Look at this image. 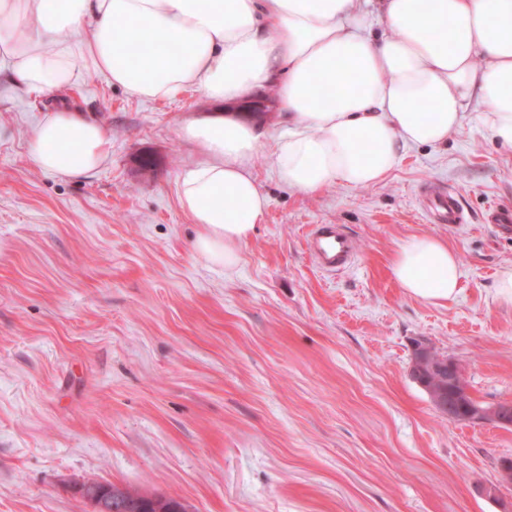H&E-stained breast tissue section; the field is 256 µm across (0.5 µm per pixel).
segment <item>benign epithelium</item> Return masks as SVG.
Returning <instances> with one entry per match:
<instances>
[{
  "instance_id": "7a95c632",
  "label": "benign epithelium",
  "mask_w": 512,
  "mask_h": 512,
  "mask_svg": "<svg viewBox=\"0 0 512 512\" xmlns=\"http://www.w3.org/2000/svg\"><path fill=\"white\" fill-rule=\"evenodd\" d=\"M410 373L448 421L512 425V401L483 405L472 399L458 364L445 356L434 355L429 344L418 342L413 346ZM74 490L87 502L89 512H114L112 485L88 480L76 485Z\"/></svg>"
}]
</instances>
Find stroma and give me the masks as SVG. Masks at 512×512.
Returning a JSON list of instances; mask_svg holds the SVG:
<instances>
[{
    "mask_svg": "<svg viewBox=\"0 0 512 512\" xmlns=\"http://www.w3.org/2000/svg\"><path fill=\"white\" fill-rule=\"evenodd\" d=\"M77 74L62 96L0 79V512H87L70 487L89 479L190 512H512V426L448 422L410 375L424 340L475 400H512V307L493 297L512 234L488 222L512 207V156L479 122L406 149L379 184L303 194L277 178L267 113L254 173L269 207L227 273L194 251L176 195L199 158L178 129L212 104L193 90L140 101ZM63 106L109 133L91 176L28 157ZM428 184L454 190L469 223H430ZM315 224L353 238V268L313 264ZM422 234L463 270L442 305L390 277Z\"/></svg>",
    "mask_w": 512,
    "mask_h": 512,
    "instance_id": "stroma-1",
    "label": "stroma"
}]
</instances>
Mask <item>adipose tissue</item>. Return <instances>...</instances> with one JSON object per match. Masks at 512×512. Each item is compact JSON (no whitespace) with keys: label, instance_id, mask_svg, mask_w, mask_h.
I'll return each mask as SVG.
<instances>
[{"label":"adipose tissue","instance_id":"adipose-tissue-1","mask_svg":"<svg viewBox=\"0 0 512 512\" xmlns=\"http://www.w3.org/2000/svg\"><path fill=\"white\" fill-rule=\"evenodd\" d=\"M81 56L129 97L193 89L215 105L180 127L202 158L177 199L198 227L196 253L228 273L268 208L252 170L265 131L229 113L258 90H275L287 121L276 173L302 193L380 183L405 148L446 143L472 110L512 152V0H0V73L11 83L67 89ZM109 144L100 124L59 108L27 148L38 169L78 178ZM389 269L420 301L460 292L457 254L434 236L408 239Z\"/></svg>","mask_w":512,"mask_h":512}]
</instances>
